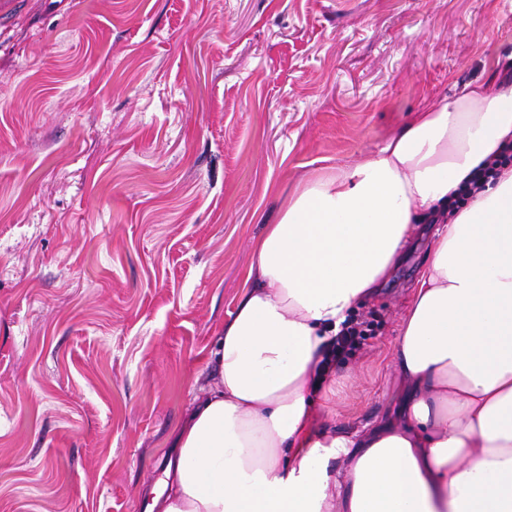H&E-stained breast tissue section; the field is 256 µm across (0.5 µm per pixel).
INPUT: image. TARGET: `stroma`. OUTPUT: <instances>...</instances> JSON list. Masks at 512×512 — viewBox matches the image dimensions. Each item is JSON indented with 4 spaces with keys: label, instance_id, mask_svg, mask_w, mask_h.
Wrapping results in <instances>:
<instances>
[{
    "label": "stroma",
    "instance_id": "35a3bbf8",
    "mask_svg": "<svg viewBox=\"0 0 512 512\" xmlns=\"http://www.w3.org/2000/svg\"><path fill=\"white\" fill-rule=\"evenodd\" d=\"M512 55L507 0H20L0 23V512H145L283 194ZM419 225L322 425L401 420Z\"/></svg>",
    "mask_w": 512,
    "mask_h": 512
}]
</instances>
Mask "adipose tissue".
<instances>
[{
  "instance_id": "1",
  "label": "adipose tissue",
  "mask_w": 512,
  "mask_h": 512,
  "mask_svg": "<svg viewBox=\"0 0 512 512\" xmlns=\"http://www.w3.org/2000/svg\"><path fill=\"white\" fill-rule=\"evenodd\" d=\"M512 82L466 84L376 152L283 197L220 328L217 382L179 427L151 512H512ZM438 227L396 347L401 425L316 431L321 347L374 294L416 225ZM343 459L344 472L332 463ZM510 161H512V154L505 155L503 158L489 156L476 168L472 178L464 182L463 187L460 188L462 195L475 196L484 188L488 178L494 176L498 166Z\"/></svg>"
}]
</instances>
